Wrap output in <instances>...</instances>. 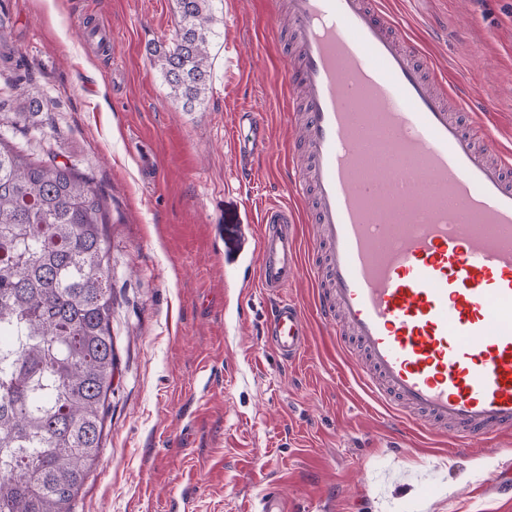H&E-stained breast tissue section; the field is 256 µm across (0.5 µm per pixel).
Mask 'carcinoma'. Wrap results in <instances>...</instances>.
<instances>
[{
    "instance_id": "carcinoma-1",
    "label": "carcinoma",
    "mask_w": 512,
    "mask_h": 512,
    "mask_svg": "<svg viewBox=\"0 0 512 512\" xmlns=\"http://www.w3.org/2000/svg\"><path fill=\"white\" fill-rule=\"evenodd\" d=\"M210 0H174L153 51L187 107L210 89ZM105 200L0 138V512H71L102 452L115 350Z\"/></svg>"
}]
</instances>
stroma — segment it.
Masks as SVG:
<instances>
[{"instance_id":"obj_1","label":"stroma","mask_w":512,"mask_h":512,"mask_svg":"<svg viewBox=\"0 0 512 512\" xmlns=\"http://www.w3.org/2000/svg\"><path fill=\"white\" fill-rule=\"evenodd\" d=\"M512 150V0H381ZM281 0H211L212 88L185 108L151 51L173 0H0V137L52 152L107 199L116 370L103 451L73 512H512V437L467 454L410 434L318 321L293 362L265 343L270 297L224 286L228 224L288 202L289 68L263 26ZM263 113L276 149L240 187L231 139ZM152 155L158 182L146 184Z\"/></svg>"}]
</instances>
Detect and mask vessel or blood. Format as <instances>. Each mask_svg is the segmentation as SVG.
Returning a JSON list of instances; mask_svg holds the SVG:
<instances>
[{"label": "vessel or blood", "mask_w": 512, "mask_h": 512, "mask_svg": "<svg viewBox=\"0 0 512 512\" xmlns=\"http://www.w3.org/2000/svg\"><path fill=\"white\" fill-rule=\"evenodd\" d=\"M299 64L300 148L286 188L304 210L266 205L237 224L225 264L239 295L297 276L299 223L323 325L370 394L415 431L451 435L466 452L512 434V151L466 119L420 44L398 34L378 0H288ZM240 182L273 150L262 113L236 115ZM310 336L299 302L273 301L267 345L300 357Z\"/></svg>", "instance_id": "obj_1"}]
</instances>
